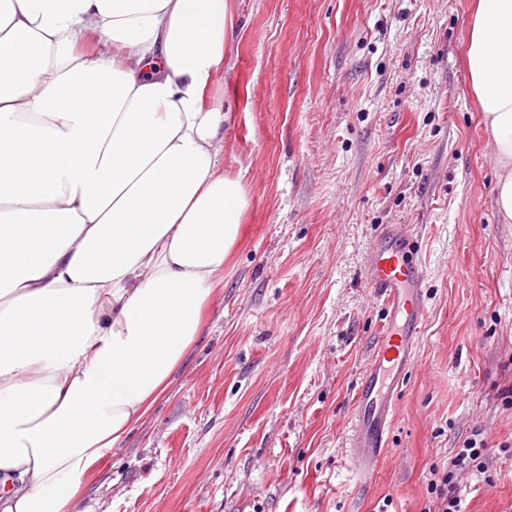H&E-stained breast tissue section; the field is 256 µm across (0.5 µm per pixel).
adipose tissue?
<instances>
[{"instance_id": "obj_1", "label": "adipose tissue", "mask_w": 512, "mask_h": 512, "mask_svg": "<svg viewBox=\"0 0 512 512\" xmlns=\"http://www.w3.org/2000/svg\"><path fill=\"white\" fill-rule=\"evenodd\" d=\"M232 0H0V512H74L202 332L249 206L207 89ZM470 86L512 224V0Z\"/></svg>"}]
</instances>
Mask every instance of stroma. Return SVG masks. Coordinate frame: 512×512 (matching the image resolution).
<instances>
[{
  "mask_svg": "<svg viewBox=\"0 0 512 512\" xmlns=\"http://www.w3.org/2000/svg\"><path fill=\"white\" fill-rule=\"evenodd\" d=\"M209 98L250 192L205 327L168 392L85 481V512H422L427 474L482 434L512 512V224L464 65L472 0H233ZM426 267V327L390 442L345 446L385 324L365 279L381 225Z\"/></svg>",
  "mask_w": 512,
  "mask_h": 512,
  "instance_id": "stroma-1",
  "label": "stroma"
}]
</instances>
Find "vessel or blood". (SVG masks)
Returning <instances> with one entry per match:
<instances>
[{"mask_svg": "<svg viewBox=\"0 0 512 512\" xmlns=\"http://www.w3.org/2000/svg\"><path fill=\"white\" fill-rule=\"evenodd\" d=\"M424 268L406 225H383L367 259V284L383 299L386 324L356 392L348 455L372 475L388 446L395 399L415 360L425 324Z\"/></svg>", "mask_w": 512, "mask_h": 512, "instance_id": "vessel-or-blood-1", "label": "vessel or blood"}]
</instances>
